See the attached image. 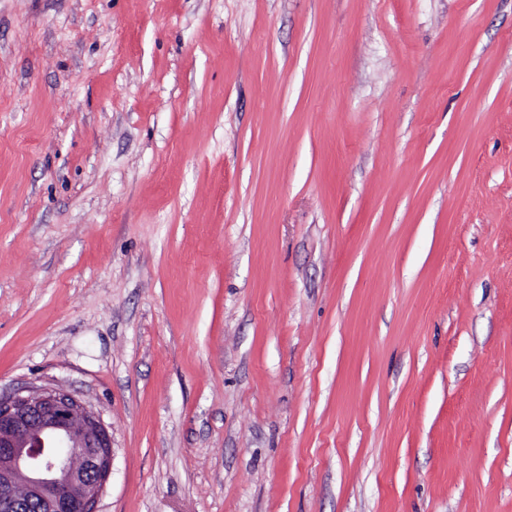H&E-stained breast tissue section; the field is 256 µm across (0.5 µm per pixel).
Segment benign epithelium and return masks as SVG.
Listing matches in <instances>:
<instances>
[{
    "label": "benign epithelium",
    "instance_id": "benign-epithelium-1",
    "mask_svg": "<svg viewBox=\"0 0 512 512\" xmlns=\"http://www.w3.org/2000/svg\"><path fill=\"white\" fill-rule=\"evenodd\" d=\"M100 416L60 387L0 397V512H96L112 472Z\"/></svg>",
    "mask_w": 512,
    "mask_h": 512
}]
</instances>
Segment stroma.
Wrapping results in <instances>:
<instances>
[{"label": "stroma", "instance_id": "35a3bbf8", "mask_svg": "<svg viewBox=\"0 0 512 512\" xmlns=\"http://www.w3.org/2000/svg\"><path fill=\"white\" fill-rule=\"evenodd\" d=\"M99 512H512V0H0V395ZM112 461L100 416L64 388L0 397V512H96Z\"/></svg>", "mask_w": 512, "mask_h": 512}]
</instances>
